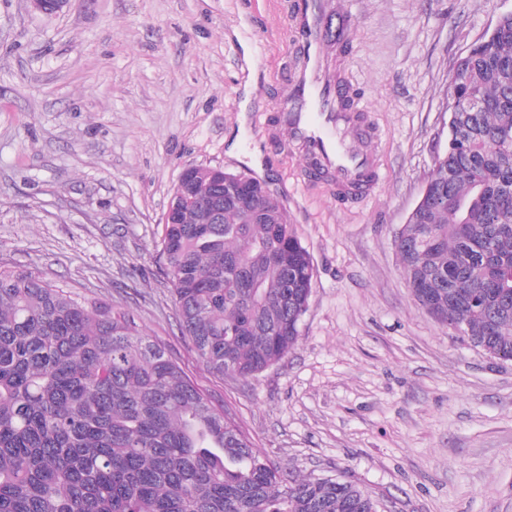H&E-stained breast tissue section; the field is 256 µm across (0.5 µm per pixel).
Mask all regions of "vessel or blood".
I'll use <instances>...</instances> for the list:
<instances>
[{
    "instance_id": "1",
    "label": "vessel or blood",
    "mask_w": 512,
    "mask_h": 512,
    "mask_svg": "<svg viewBox=\"0 0 512 512\" xmlns=\"http://www.w3.org/2000/svg\"><path fill=\"white\" fill-rule=\"evenodd\" d=\"M341 13L338 0H289L286 23L301 61L284 76L285 101L274 122L302 154L305 185L328 178L336 201L345 203L372 197L382 173L352 80L330 64L348 38L333 24Z\"/></svg>"
}]
</instances>
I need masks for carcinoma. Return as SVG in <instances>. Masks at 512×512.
<instances>
[{
	"instance_id": "carcinoma-1",
	"label": "carcinoma",
	"mask_w": 512,
	"mask_h": 512,
	"mask_svg": "<svg viewBox=\"0 0 512 512\" xmlns=\"http://www.w3.org/2000/svg\"><path fill=\"white\" fill-rule=\"evenodd\" d=\"M458 86L462 150L434 163L400 231L414 299L512 358V16L470 48ZM221 224L198 182L160 254L181 331L210 373L250 378L295 346L313 283L308 250L261 181ZM0 512H381L343 476L274 466L178 361L124 312L0 266Z\"/></svg>"
}]
</instances>
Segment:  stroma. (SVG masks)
<instances>
[{
    "mask_svg": "<svg viewBox=\"0 0 512 512\" xmlns=\"http://www.w3.org/2000/svg\"><path fill=\"white\" fill-rule=\"evenodd\" d=\"M383 180L338 206L252 145L300 57L286 0H0V263L128 314L277 466L346 475L388 512H512V363L411 296L394 238L448 142L458 58L512 0H344ZM190 165L264 182L309 251L296 346L249 379L182 335L157 243Z\"/></svg>",
    "mask_w": 512,
    "mask_h": 512,
    "instance_id": "35a3bbf8",
    "label": "stroma"
}]
</instances>
